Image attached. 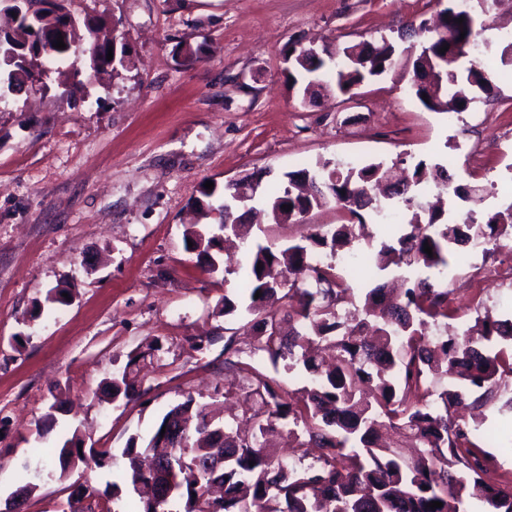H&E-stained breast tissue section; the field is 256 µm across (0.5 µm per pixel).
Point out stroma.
<instances>
[{
    "label": "stroma",
    "mask_w": 512,
    "mask_h": 512,
    "mask_svg": "<svg viewBox=\"0 0 512 512\" xmlns=\"http://www.w3.org/2000/svg\"><path fill=\"white\" fill-rule=\"evenodd\" d=\"M448 0H69L79 17L113 28L129 61L120 73L0 102V512L33 483L23 512H61L70 493L102 505L126 471L130 437L148 438L186 395L222 407L234 378L224 338L248 344L240 274H209L184 247L206 181L252 175L262 192L320 161L354 166L443 165L456 184L487 190L478 211L512 204V65H499L512 0L478 13L490 95L449 120L405 82L384 78L356 96L289 87L286 57L301 46L338 49L397 38ZM335 206L299 223L263 224L252 239L300 241L348 222ZM448 271L454 302L475 323L474 290L512 316V240ZM70 298L50 302L54 289ZM238 308L223 314L225 298ZM136 359L139 399L102 388ZM512 376L482 410L477 436L490 476L512 480ZM53 426H45L46 413ZM79 433L90 457L61 471L60 438Z\"/></svg>",
    "instance_id": "obj_1"
}]
</instances>
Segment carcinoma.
Returning a JSON list of instances; mask_svg holds the SVG:
<instances>
[{
	"label": "carcinoma",
	"mask_w": 512,
	"mask_h": 512,
	"mask_svg": "<svg viewBox=\"0 0 512 512\" xmlns=\"http://www.w3.org/2000/svg\"><path fill=\"white\" fill-rule=\"evenodd\" d=\"M7 2L16 27L0 36L6 66L0 73L1 87L11 90L27 82L40 83L52 72L66 78L81 76L82 71L70 62L72 49L80 42L88 44L90 71L127 67L123 57L115 62L106 59L110 43L100 41L89 22L65 29V48L39 57L43 32L57 27L68 0L31 15L22 0ZM470 2L448 0L442 10L448 27L465 33L467 58L480 50ZM443 45L435 39L428 43L443 93L428 95V85L418 82L416 60L409 90L432 112L461 113L477 94L490 93L493 73L473 59L468 66L444 62ZM347 48L357 51L359 60L323 49L317 64L294 66L293 83L309 78L342 93L404 68L392 41ZM50 58L59 66H45ZM393 173L381 162L362 167L320 162L311 169L286 173L275 192H261L251 199L263 203L276 224L291 216L284 205L308 212L334 204L356 217L361 210L382 217L392 206L413 211L409 230L394 243L382 244L373 256L380 271L408 269L406 280L411 286L389 303L383 301L382 288H368L362 306L339 313L354 288L337 272L333 259L361 239L363 223L341 224L331 233L316 229L306 242L284 249L272 244L249 249L239 269L248 291L246 311L253 316L254 340L243 351L236 347V337H224L225 369L241 379L239 390L250 412L247 427L235 428L212 416L190 395L173 405L145 441V449L159 447L163 426L176 417L187 436L169 448V454L201 460L222 451L224 467L179 473L175 490L159 505V512H470L472 500L482 503L483 512H512V486L488 476L484 454L475 442L478 425L454 417L460 407L475 410L494 400L502 375L512 376V320L487 310L476 318L480 331L475 334L429 335L431 327L460 317V307L451 299L453 289L442 287L437 277L450 266L453 246L476 236L495 246L503 236L512 238V205L488 215L484 223L473 209L461 221L450 222L444 212L423 206L422 188L433 183L476 205L483 201L479 189L443 182L439 168L420 161L404 188L373 191ZM201 194L222 198L217 207L208 208L219 212V231L244 241L249 238L252 225L230 223L233 216L242 219L235 212L243 205L228 187L204 188ZM184 239L195 247L202 243L211 248L206 272L220 271L218 253L223 247L216 233L204 224H190ZM426 243L432 248L430 255L424 252ZM331 336L338 354L334 363L327 364L311 350L316 341ZM265 360L274 366L283 360L290 370L300 368L307 384L295 391L285 389L258 368ZM134 366L136 361L129 360L105 385L112 402L130 401L137 395ZM437 377L451 382L437 391L432 385ZM278 430L298 442L287 457L265 443L266 435ZM81 446L75 431L64 440L59 455H74L84 462ZM310 448L320 453L309 461ZM124 455L125 484L134 492L141 495L149 484L165 482L162 473L143 471L138 438H130ZM432 501L443 507L431 509Z\"/></svg>",
	"instance_id": "1"
}]
</instances>
